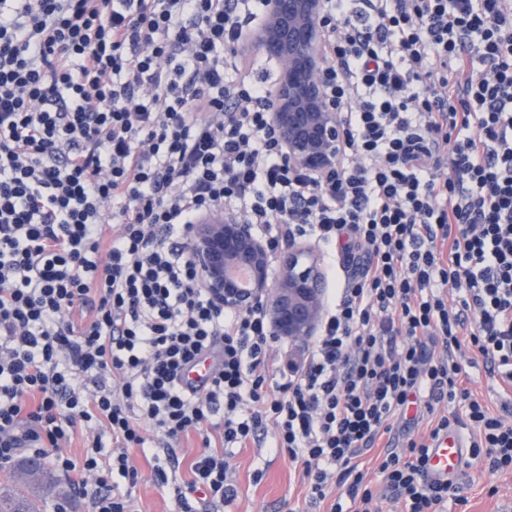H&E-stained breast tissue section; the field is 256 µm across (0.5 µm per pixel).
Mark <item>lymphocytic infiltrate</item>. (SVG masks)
Here are the masks:
<instances>
[{"mask_svg": "<svg viewBox=\"0 0 512 512\" xmlns=\"http://www.w3.org/2000/svg\"><path fill=\"white\" fill-rule=\"evenodd\" d=\"M327 2L326 187L240 49L264 0H0V467L52 456L89 512H133L135 448L177 512L230 504L264 433L329 512H378L374 473L400 512L467 505L426 477L451 430L512 470V406L467 386L480 362L512 387V0ZM216 208L355 264L311 345L274 358L261 309L200 287L184 232ZM413 403L428 432L395 448Z\"/></svg>", "mask_w": 512, "mask_h": 512, "instance_id": "lymphocytic-infiltrate-1", "label": "lymphocytic infiltrate"}]
</instances>
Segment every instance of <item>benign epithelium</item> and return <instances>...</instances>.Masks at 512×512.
Here are the masks:
<instances>
[{"label":"benign epithelium","mask_w":512,"mask_h":512,"mask_svg":"<svg viewBox=\"0 0 512 512\" xmlns=\"http://www.w3.org/2000/svg\"><path fill=\"white\" fill-rule=\"evenodd\" d=\"M325 0H266L265 22L241 48L280 61L268 123L288 160L325 182L336 169L343 128L322 76L329 64ZM186 246L214 301L226 309L262 307L273 333L290 340L317 334L328 286L312 246L288 240L269 275L270 245L234 214L212 210L190 225ZM244 269L243 285L236 271Z\"/></svg>","instance_id":"1"}]
</instances>
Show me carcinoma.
I'll list each match as a JSON object with an SVG mask.
<instances>
[{
	"instance_id": "1",
	"label": "carcinoma",
	"mask_w": 512,
	"mask_h": 512,
	"mask_svg": "<svg viewBox=\"0 0 512 512\" xmlns=\"http://www.w3.org/2000/svg\"><path fill=\"white\" fill-rule=\"evenodd\" d=\"M52 482L53 476L41 460L19 461L0 483V512H40L38 489Z\"/></svg>"
}]
</instances>
